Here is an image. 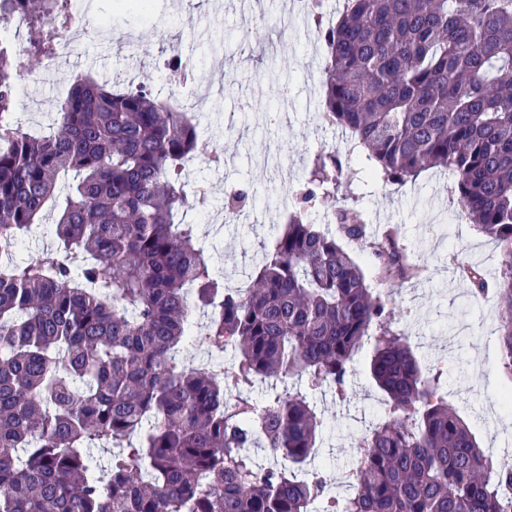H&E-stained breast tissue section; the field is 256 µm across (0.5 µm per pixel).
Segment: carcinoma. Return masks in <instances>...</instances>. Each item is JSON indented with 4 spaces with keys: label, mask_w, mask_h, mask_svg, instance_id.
I'll use <instances>...</instances> for the list:
<instances>
[{
    "label": "carcinoma",
    "mask_w": 512,
    "mask_h": 512,
    "mask_svg": "<svg viewBox=\"0 0 512 512\" xmlns=\"http://www.w3.org/2000/svg\"><path fill=\"white\" fill-rule=\"evenodd\" d=\"M67 13L68 0H0V21L32 33L27 57L0 49V512H512V468L448 407L339 240L370 249L388 278L413 273L404 250L367 240L354 206L328 225L307 219L342 174L335 153L315 155L294 215L232 290L195 225L176 221L205 196L183 177L205 155L190 113L145 85L80 74L52 134L20 132L16 75L53 55ZM316 36L325 122L389 182L448 171L462 218L500 249L492 282L461 267L473 296L497 297L512 380V0H344ZM50 209L54 247L16 261ZM368 343L389 418L360 436L353 495L339 499L317 471L256 462L263 438L305 463L323 419L286 386L259 410L228 391L298 376L343 399ZM186 345L235 357L190 366ZM95 448L111 449L105 463Z\"/></svg>",
    "instance_id": "obj_1"
}]
</instances>
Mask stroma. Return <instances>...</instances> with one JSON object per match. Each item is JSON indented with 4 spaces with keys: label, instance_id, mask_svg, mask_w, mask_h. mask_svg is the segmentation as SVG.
<instances>
[{
    "label": "stroma",
    "instance_id": "obj_1",
    "mask_svg": "<svg viewBox=\"0 0 512 512\" xmlns=\"http://www.w3.org/2000/svg\"><path fill=\"white\" fill-rule=\"evenodd\" d=\"M103 29L84 40L79 53L50 66L40 64L18 79L14 120L22 132L50 131L55 106L66 97L75 76L134 70L153 95L183 103L184 90L158 69L172 48L188 55L208 85L194 100L192 113L209 128V150L224 157L222 167L196 165L190 180L204 183L208 196L188 212L211 247L224 282H246L264 248L278 231L277 199L295 194L319 151H336L353 179L343 181L335 205H357L373 232L391 227L421 266L419 275L379 279L372 263L364 268L372 288L384 296L391 327L407 336L424 367L441 373L448 402L469 419L480 446L512 448V410L499 404L507 380L492 334L499 323L494 297L473 300L457 266L469 261L497 276L496 244L458 217L451 179L429 170L413 181L392 184L370 172L366 154L348 131L325 126L322 97L325 45L314 22L293 24L280 41L276 23L291 0H149L150 17L141 22L125 0H93ZM243 188L251 205L237 221L221 223L226 191ZM367 352L355 359L347 400L332 391L308 392L304 379L292 377V391H305L326 425L322 454L313 461L339 496L336 475L359 453L360 435L388 415L387 397L368 378Z\"/></svg>",
    "mask_w": 512,
    "mask_h": 512
}]
</instances>
